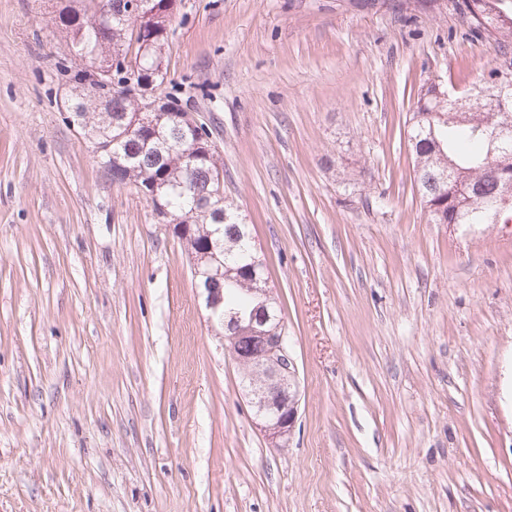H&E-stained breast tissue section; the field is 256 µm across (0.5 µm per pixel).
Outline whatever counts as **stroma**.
Instances as JSON below:
<instances>
[{
  "mask_svg": "<svg viewBox=\"0 0 512 512\" xmlns=\"http://www.w3.org/2000/svg\"><path fill=\"white\" fill-rule=\"evenodd\" d=\"M444 0H179L160 87L208 126L299 373L270 447L173 225L60 109L57 0H0V512H512V223L433 224Z\"/></svg>",
  "mask_w": 512,
  "mask_h": 512,
  "instance_id": "1",
  "label": "stroma"
}]
</instances>
